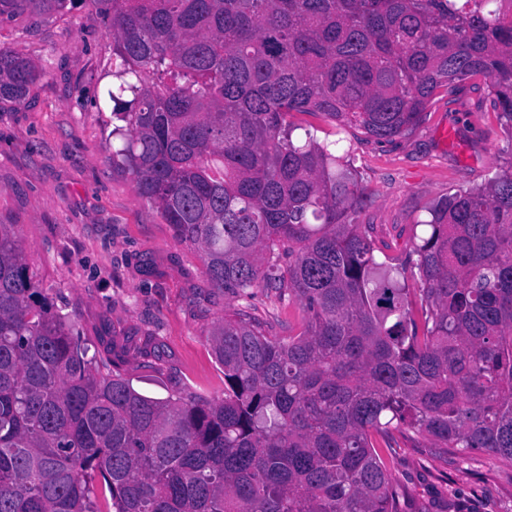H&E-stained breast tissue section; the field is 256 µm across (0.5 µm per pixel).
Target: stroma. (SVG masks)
I'll list each match as a JSON object with an SVG mask.
<instances>
[{"instance_id": "obj_1", "label": "stroma", "mask_w": 512, "mask_h": 512, "mask_svg": "<svg viewBox=\"0 0 512 512\" xmlns=\"http://www.w3.org/2000/svg\"><path fill=\"white\" fill-rule=\"evenodd\" d=\"M0 45L48 71L23 101L0 100V224L17 225L55 305L83 335L112 345L140 393L222 398L214 325L243 312L270 322L272 335H295L306 324L301 305L260 288L247 301L212 288L198 253L113 166L112 36L98 9L2 21ZM288 120L352 158L369 195L355 221L369 225L377 260L391 265L413 259L438 198L483 185L512 161L478 78L454 102L435 97L420 125L390 143L308 113ZM447 129L455 147L443 140ZM387 468L403 512H512V464L497 456L442 451L418 436L394 446Z\"/></svg>"}]
</instances>
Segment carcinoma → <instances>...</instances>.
Here are the masks:
<instances>
[{
  "label": "carcinoma",
  "mask_w": 512,
  "mask_h": 512,
  "mask_svg": "<svg viewBox=\"0 0 512 512\" xmlns=\"http://www.w3.org/2000/svg\"><path fill=\"white\" fill-rule=\"evenodd\" d=\"M101 6L112 162L212 287L300 303L210 332L224 398L139 393L74 332L0 224V512H402L373 434L512 464V161L439 198L420 286L375 260L365 189L292 112L392 142L481 76L512 140V15L493 0H0ZM43 70L0 47V99Z\"/></svg>",
  "instance_id": "obj_1"
}]
</instances>
